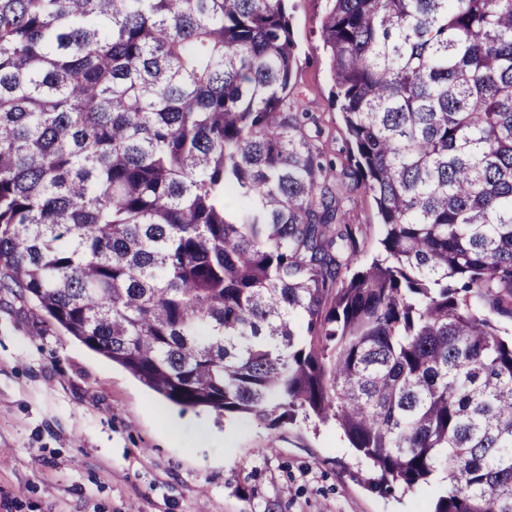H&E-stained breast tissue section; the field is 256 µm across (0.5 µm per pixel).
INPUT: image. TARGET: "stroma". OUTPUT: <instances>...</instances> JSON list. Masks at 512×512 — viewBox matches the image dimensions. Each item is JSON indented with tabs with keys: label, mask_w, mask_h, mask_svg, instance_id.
Wrapping results in <instances>:
<instances>
[{
	"label": "stroma",
	"mask_w": 512,
	"mask_h": 512,
	"mask_svg": "<svg viewBox=\"0 0 512 512\" xmlns=\"http://www.w3.org/2000/svg\"><path fill=\"white\" fill-rule=\"evenodd\" d=\"M325 0H288L296 64L288 109L331 162L360 225L359 262L380 238L372 198L342 179L348 139L323 50ZM179 433L166 437L164 417ZM0 512H430L437 485L373 489L369 468L332 425L276 426L184 410L0 289Z\"/></svg>",
	"instance_id": "1"
}]
</instances>
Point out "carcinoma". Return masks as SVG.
Returning a JSON list of instances; mask_svg holds the SVG:
<instances>
[{"label":"carcinoma","mask_w":512,"mask_h":512,"mask_svg":"<svg viewBox=\"0 0 512 512\" xmlns=\"http://www.w3.org/2000/svg\"><path fill=\"white\" fill-rule=\"evenodd\" d=\"M330 2L371 263L283 111L285 0H0V287L173 404L512 512V0Z\"/></svg>","instance_id":"carcinoma-1"}]
</instances>
